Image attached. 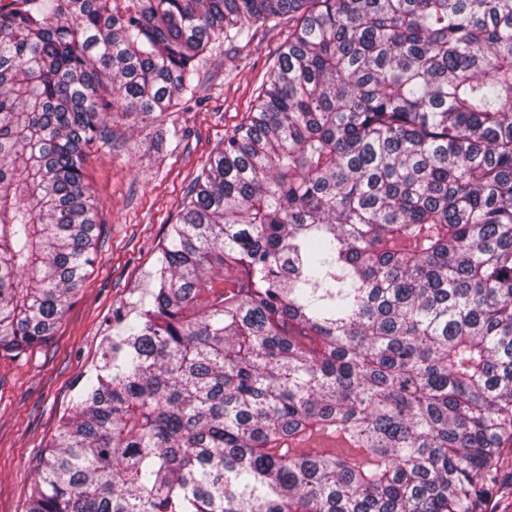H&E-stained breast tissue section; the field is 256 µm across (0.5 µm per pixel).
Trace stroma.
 Masks as SVG:
<instances>
[{
	"instance_id": "obj_1",
	"label": "stroma",
	"mask_w": 512,
	"mask_h": 512,
	"mask_svg": "<svg viewBox=\"0 0 512 512\" xmlns=\"http://www.w3.org/2000/svg\"><path fill=\"white\" fill-rule=\"evenodd\" d=\"M285 33L260 28L250 42L213 50L193 99L159 117L172 132L163 144L152 141L157 123L128 117L88 152L98 229L83 286L53 336L19 356L0 351V512H25L38 460L72 412L81 375L99 362L113 312L148 287L185 190L250 112Z\"/></svg>"
}]
</instances>
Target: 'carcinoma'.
Returning <instances> with one entry per match:
<instances>
[{
    "label": "carcinoma",
    "mask_w": 512,
    "mask_h": 512,
    "mask_svg": "<svg viewBox=\"0 0 512 512\" xmlns=\"http://www.w3.org/2000/svg\"><path fill=\"white\" fill-rule=\"evenodd\" d=\"M0 13V350L51 335L112 120L288 36L118 314L26 512L512 499V0H21Z\"/></svg>",
    "instance_id": "cac0c4a2"
}]
</instances>
